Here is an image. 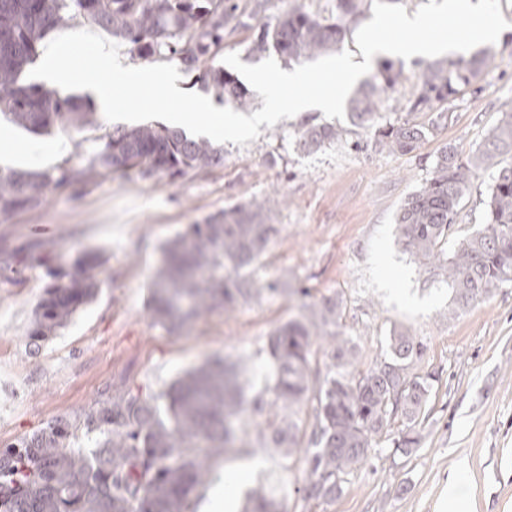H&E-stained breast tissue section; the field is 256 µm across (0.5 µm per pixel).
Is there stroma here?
<instances>
[{"mask_svg": "<svg viewBox=\"0 0 512 512\" xmlns=\"http://www.w3.org/2000/svg\"><path fill=\"white\" fill-rule=\"evenodd\" d=\"M236 2L251 25L225 33L220 47L211 49L209 65L221 66L231 52L243 63H260L251 51L254 27L275 24L287 12L299 10L324 23L340 16L337 0H265L258 14L256 0ZM500 8L509 26L492 46L495 61L475 86L450 98L447 121L412 152L391 154L375 144L376 129L434 118L408 109L424 61L397 57L401 80L381 93L369 128L305 112L260 125L259 137L246 146L224 143L223 164L207 170L175 177L114 173L50 189L41 207L1 220L0 446L60 417L82 420L100 400L129 393L156 400L210 357L238 362L249 393H265L274 371L270 336L299 315L302 301L338 294L344 304L337 329L358 347L356 370L379 359L380 343L392 331L426 344L416 370L436 373L438 380L412 426L417 443L409 453L394 451V440L410 426L391 421L339 498L308 500L301 492L307 478L303 452L285 458L262 447L266 419L247 411L235 451L208 449L210 475L191 496L193 512H202L228 466L251 472L250 482L234 493L232 512H242L248 497L271 492L286 512H437L448 474L463 458L477 512H512V281L449 315L450 283L435 260L405 247L396 224L405 199L431 178L445 146L468 158L503 112L512 110V0H500ZM118 45L124 63L173 64L183 90L215 97L179 56L144 58L129 41ZM326 123L342 129V139L306 147L303 128ZM112 127L101 119L38 135L0 115V169L36 170L25 154L29 147L54 152L57 164L82 168L91 145ZM495 175L492 167L473 171L443 252L483 229ZM256 200L266 201L264 221L276 229L246 270L259 294L170 334L148 307L147 288L164 246L187 225ZM83 252L101 258L95 297L31 352L28 333L50 271ZM303 288L308 298H301Z\"/></svg>", "mask_w": 512, "mask_h": 512, "instance_id": "1", "label": "stroma"}]
</instances>
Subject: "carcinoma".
<instances>
[{
  "label": "carcinoma",
  "mask_w": 512,
  "mask_h": 512,
  "mask_svg": "<svg viewBox=\"0 0 512 512\" xmlns=\"http://www.w3.org/2000/svg\"><path fill=\"white\" fill-rule=\"evenodd\" d=\"M85 0H0V113L32 133L54 126L96 124L92 112L77 97H60L21 77L44 36L78 14L137 46L144 56L179 54L189 68L200 69L210 45L223 39L235 19L233 0H97L91 12ZM362 0H338L341 17L322 23L309 15L285 13L274 25L260 28L251 50L274 48L286 60L298 61L326 52L344 39V19L360 11ZM489 63L487 53L469 58L434 61L422 74L409 111L432 109L475 81ZM400 72L384 65L375 82L365 83L351 101L354 124L373 120L378 92L394 88ZM224 103L244 109L248 88L232 72L207 66L201 75ZM432 128L419 124L391 125L375 132L379 148L395 154L409 152ZM342 136L331 126H310L304 144L317 147ZM512 112H505L489 131L477 153L464 161L454 147L437 157L432 177L404 202L398 217L400 234L411 252L437 260L441 275L453 289L454 311L485 299L498 284L512 280ZM224 161L223 151L205 139L187 136L176 127L143 125L116 127L101 137L81 169L60 166L30 172L0 173V217L44 202L45 192L74 182L105 178L131 170L171 176L205 170ZM498 166L487 202L485 227L454 246L443 258L438 247L447 240L458 206L468 189L471 170ZM265 204L253 202L224 211L203 224H190L168 247L165 268L152 284L157 317L172 331L204 316L218 305L258 291L241 274L265 249L274 227L263 223ZM95 254L77 257L63 274L64 283L46 285L30 344L64 327L96 293ZM342 307L339 296L305 305L299 319L286 322L270 338L274 361V409L263 447L291 456L298 447L300 420L293 407L308 393L317 401V423L311 447L305 449L306 498L332 501L341 496L347 477L364 465L397 416L415 424L431 394L432 372H413L426 345L403 331L387 340V352L373 367L358 374L353 340L335 330ZM329 338L325 354L331 363L313 385L310 361L319 352L317 338ZM165 409L138 394L106 399L86 414L83 426L58 418L0 449V512H190V498L208 474L206 457L198 448H224L235 435V421L246 402L240 373L223 363L204 365L178 379L165 394ZM98 433L96 449L75 447L78 431ZM274 495L256 496L249 512H279Z\"/></svg>",
  "instance_id": "obj_1"
}]
</instances>
